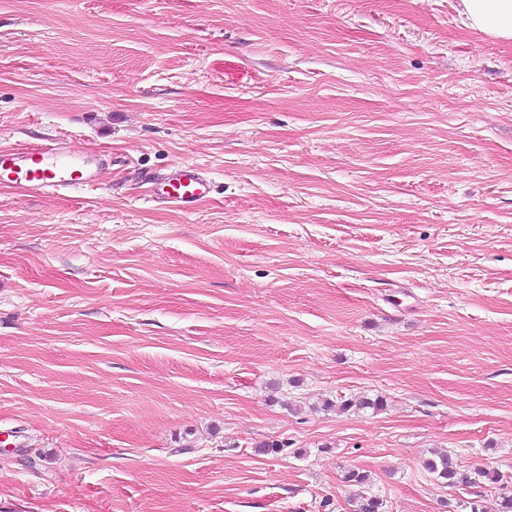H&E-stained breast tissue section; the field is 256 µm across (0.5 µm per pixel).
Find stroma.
Returning <instances> with one entry per match:
<instances>
[{
	"mask_svg": "<svg viewBox=\"0 0 512 512\" xmlns=\"http://www.w3.org/2000/svg\"><path fill=\"white\" fill-rule=\"evenodd\" d=\"M456 7L0 0V147L107 159L0 185V512H498L423 466L512 484V44ZM105 163L66 141L0 149V183L26 198L70 194L95 183ZM164 199L171 206L190 209L209 194V181L195 166L184 165L169 180ZM426 471L437 481L449 486H471L472 477L454 463L448 451L435 452L425 462Z\"/></svg>",
	"mask_w": 512,
	"mask_h": 512,
	"instance_id": "stroma-1",
	"label": "stroma"
}]
</instances>
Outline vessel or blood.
Segmentation results:
<instances>
[{
    "instance_id": "1",
    "label": "vessel or blood",
    "mask_w": 512,
    "mask_h": 512,
    "mask_svg": "<svg viewBox=\"0 0 512 512\" xmlns=\"http://www.w3.org/2000/svg\"><path fill=\"white\" fill-rule=\"evenodd\" d=\"M104 165L102 155L65 141L0 149V184L26 198L70 194L95 183ZM208 194L204 173L185 165L169 180L164 199L173 207L189 209Z\"/></svg>"
}]
</instances>
